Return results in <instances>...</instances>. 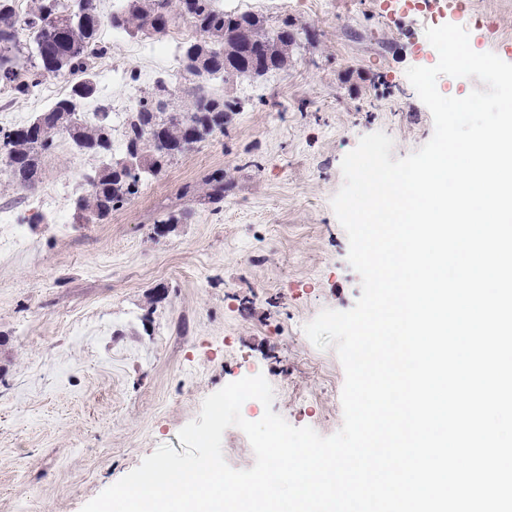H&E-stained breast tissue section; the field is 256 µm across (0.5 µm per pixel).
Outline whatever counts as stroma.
I'll return each instance as SVG.
<instances>
[{
	"mask_svg": "<svg viewBox=\"0 0 512 512\" xmlns=\"http://www.w3.org/2000/svg\"><path fill=\"white\" fill-rule=\"evenodd\" d=\"M288 16L300 40L288 71L224 87L240 109L222 135L166 166L101 223L34 224L53 190L64 209L98 158L57 137L31 189L0 170V206L30 243L0 252V512H81L178 433L204 399L257 374L272 410L323 436L343 423V366L303 327L361 295L348 237L331 206L341 161L361 136L389 135L392 158L433 135L429 109L406 77L438 55L425 30L465 27L477 52L512 63V0H253ZM123 36L94 61L124 65L148 91L162 65L133 56ZM228 189L215 206L197 188L213 173ZM179 216L176 224L159 217Z\"/></svg>",
	"mask_w": 512,
	"mask_h": 512,
	"instance_id": "obj_1",
	"label": "stroma"
}]
</instances>
